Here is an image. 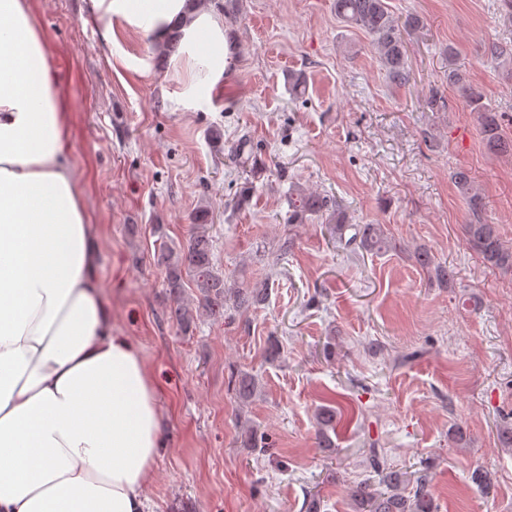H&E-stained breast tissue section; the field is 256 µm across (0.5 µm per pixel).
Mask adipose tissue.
<instances>
[{
    "label": "adipose tissue",
    "mask_w": 512,
    "mask_h": 512,
    "mask_svg": "<svg viewBox=\"0 0 512 512\" xmlns=\"http://www.w3.org/2000/svg\"><path fill=\"white\" fill-rule=\"evenodd\" d=\"M102 37L183 20L182 96L224 78V18L188 0H90ZM30 0H0V512H145L160 389L112 332L71 115Z\"/></svg>",
    "instance_id": "ef3b65f1"
}]
</instances>
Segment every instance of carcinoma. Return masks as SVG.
Returning <instances> with one entry per match:
<instances>
[{
	"label": "carcinoma",
	"instance_id": "cac0c4a2",
	"mask_svg": "<svg viewBox=\"0 0 512 512\" xmlns=\"http://www.w3.org/2000/svg\"><path fill=\"white\" fill-rule=\"evenodd\" d=\"M336 16L356 27L373 39V46L385 70L386 77L394 86H405L411 80L407 61V49L401 27L388 10L385 0H334ZM486 55L494 61H512L511 42H492ZM448 84L457 88L467 99L472 112L477 115L482 140L491 152L512 154V138L503 134L501 116L484 103L483 94L466 82L458 68H448ZM454 182L467 201L473 220L465 225L468 246L477 252L484 263L495 269L512 270V247L506 246L497 225L482 222L485 207L483 197L474 186L468 171L458 169ZM288 223L303 224L313 215L332 211L329 223L333 224L336 240L372 254L397 249L388 237L383 224H352L338 205L331 199L297 185L288 190ZM196 224L187 244L179 249L162 248L157 264L164 269V284L173 300V317L184 333L189 332L194 321L193 310L184 303V276H191L197 290V308L214 315L224 313V304L230 302L238 308L249 309L265 302L268 288H243L230 285L225 276L215 271L212 241L204 230V216L195 217ZM351 236H346L347 231ZM416 263L438 282L448 284L454 280V268L435 260L425 248L414 252ZM236 399L248 402L255 395L257 385L250 375H241L233 382ZM337 412L333 404L319 409L320 443L324 448L334 447L331 433L336 431ZM367 464L379 476L383 489L373 488L362 482L351 491L357 512H435L430 493L431 474L427 470L408 473L395 470L376 448L369 450Z\"/></svg>",
	"mask_w": 512,
	"mask_h": 512
}]
</instances>
